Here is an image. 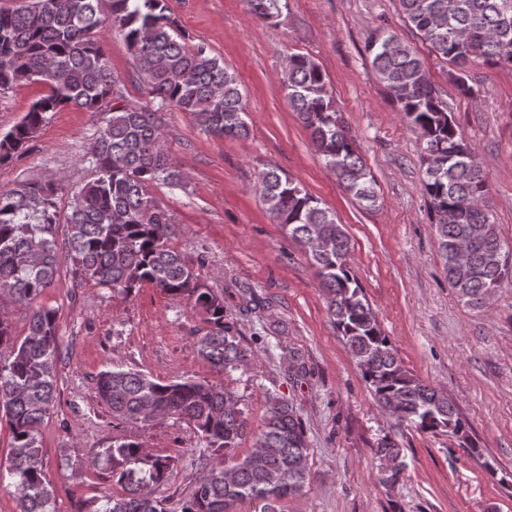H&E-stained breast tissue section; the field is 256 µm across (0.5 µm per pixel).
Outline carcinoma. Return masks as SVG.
I'll return each instance as SVG.
<instances>
[{
  "mask_svg": "<svg viewBox=\"0 0 512 512\" xmlns=\"http://www.w3.org/2000/svg\"><path fill=\"white\" fill-rule=\"evenodd\" d=\"M22 0L0 7V94L21 83L42 82L49 93L22 119L0 132V164L26 153L50 112L74 106L108 117L87 156L93 178L77 190L63 179L22 180L0 189V294L32 308L21 341L0 317V420L11 434L8 493L18 512H55L56 489L44 472L39 427L57 398L58 311L32 307L58 273L57 229L84 280L127 297L148 284L188 297L202 316L198 356L218 373L247 365L254 351L242 343L237 323L224 313V300L201 282L180 253L168 246L173 217L150 194L156 182L180 181L162 141L161 113L174 107L193 116L207 135L246 138L249 127L237 78L204 44L193 46L177 32L166 0ZM283 0H247L249 11L269 21ZM407 22L438 56L454 66L459 94L469 96L467 65L512 68V0H399ZM117 32L136 64L149 100L124 103L102 43ZM371 65L400 104L422 141L423 190L432 207L448 283L474 308L485 296L512 282V246L500 239L485 208L487 181L475 150L440 101L417 51L397 34L382 30L365 46ZM282 89L310 133L312 144L339 186L367 207L378 200L376 182L338 115L331 87L311 57L290 53ZM255 191L273 217L288 227L316 266L326 308L382 410L421 432L466 439L467 423L448 395L416 378L380 328L347 257L349 238L336 214L300 188L286 173L263 170ZM69 196L68 210L58 200ZM98 398L121 423L152 425L175 419L192 426L211 457L181 512H279V503L309 486L310 448L294 407L272 397L251 452L233 459L247 434L238 402L222 383L182 375L163 382L151 374L107 365L96 379ZM112 480L123 490L89 512H167L162 489L178 458L146 448L141 436L120 434L105 449ZM376 455L391 467L393 486L404 471L401 448L388 435Z\"/></svg>",
  "mask_w": 512,
  "mask_h": 512,
  "instance_id": "1",
  "label": "carcinoma"
}]
</instances>
